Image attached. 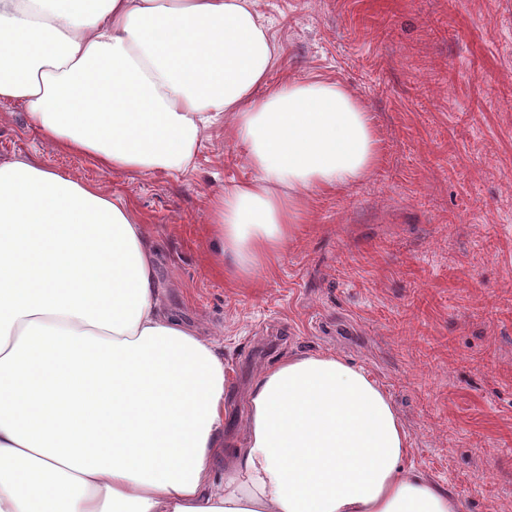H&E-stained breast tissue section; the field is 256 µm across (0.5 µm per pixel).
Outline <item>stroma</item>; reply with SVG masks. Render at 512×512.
<instances>
[{"instance_id": "1", "label": "stroma", "mask_w": 512, "mask_h": 512, "mask_svg": "<svg viewBox=\"0 0 512 512\" xmlns=\"http://www.w3.org/2000/svg\"><path fill=\"white\" fill-rule=\"evenodd\" d=\"M283 48L271 81L323 76L367 105L378 168L312 200L251 287L214 263L209 201L250 176L210 129L184 173L106 172L0 103V162L33 160L125 198L163 304L224 354V440L258 372L333 352L389 394L406 461L461 512H512V0H255Z\"/></svg>"}]
</instances>
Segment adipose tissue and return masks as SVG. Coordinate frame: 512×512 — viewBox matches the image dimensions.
<instances>
[{"label": "adipose tissue", "instance_id": "ef3b65f1", "mask_svg": "<svg viewBox=\"0 0 512 512\" xmlns=\"http://www.w3.org/2000/svg\"><path fill=\"white\" fill-rule=\"evenodd\" d=\"M279 58L254 0H0V103L56 149L184 173L229 126L252 175L211 199L208 222L243 286L274 268L314 196L381 158L347 85L270 83ZM160 294L124 198L0 163V512H459L405 468L388 394L331 352L263 369L223 455L224 358Z\"/></svg>", "mask_w": 512, "mask_h": 512}]
</instances>
